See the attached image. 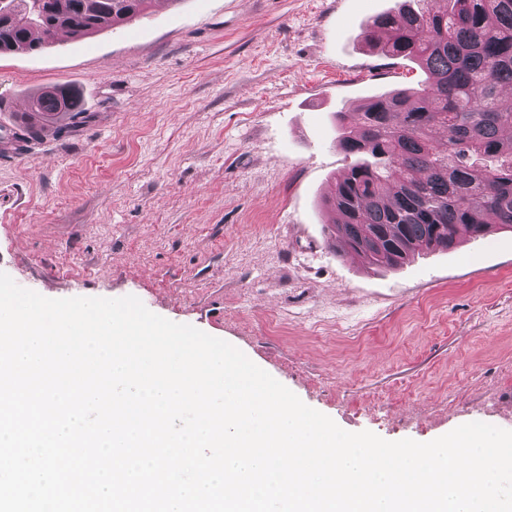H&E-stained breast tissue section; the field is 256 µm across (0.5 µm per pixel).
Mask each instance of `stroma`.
<instances>
[{
  "mask_svg": "<svg viewBox=\"0 0 512 512\" xmlns=\"http://www.w3.org/2000/svg\"><path fill=\"white\" fill-rule=\"evenodd\" d=\"M394 0H155L85 40L0 56V131L76 86L77 123L0 142V271L48 298L138 297L223 339L349 432L512 430V232L401 268L329 248L334 115L413 62L372 53Z\"/></svg>",
  "mask_w": 512,
  "mask_h": 512,
  "instance_id": "1",
  "label": "stroma"
}]
</instances>
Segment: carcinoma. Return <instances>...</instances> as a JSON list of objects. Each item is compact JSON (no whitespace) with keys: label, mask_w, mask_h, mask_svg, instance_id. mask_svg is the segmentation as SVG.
<instances>
[{"label":"carcinoma","mask_w":512,"mask_h":512,"mask_svg":"<svg viewBox=\"0 0 512 512\" xmlns=\"http://www.w3.org/2000/svg\"><path fill=\"white\" fill-rule=\"evenodd\" d=\"M0 0V54L35 52L60 32L92 37L145 14L152 0ZM367 47L409 59L430 83L372 97L338 146L353 158L323 206L339 215L329 239L375 266L398 267L422 251L448 252L491 227L512 232V0H395L363 32ZM21 127L41 137L44 119L82 113L65 84L30 98Z\"/></svg>","instance_id":"carcinoma-1"}]
</instances>
